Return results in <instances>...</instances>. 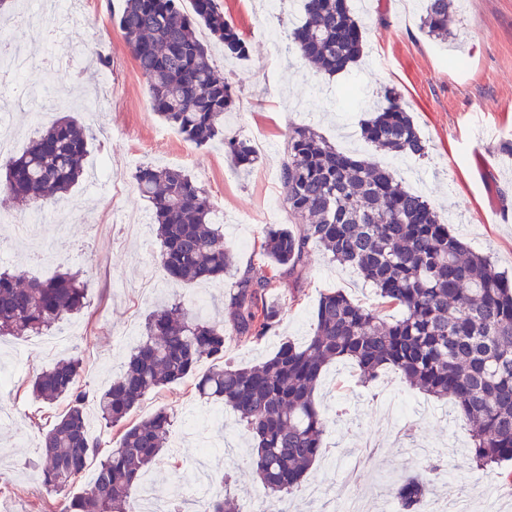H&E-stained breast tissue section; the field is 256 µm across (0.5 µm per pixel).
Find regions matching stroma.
<instances>
[{
  "mask_svg": "<svg viewBox=\"0 0 512 512\" xmlns=\"http://www.w3.org/2000/svg\"><path fill=\"white\" fill-rule=\"evenodd\" d=\"M123 2L91 0L88 19L59 35L50 17L39 25L12 27L22 0H7L0 9V26L32 54L29 80L62 100L39 119L25 103H13L9 117L18 133L17 151L64 115L95 134L84 176L42 210L50 248L43 264H34L30 251L17 244L15 208L0 206V240L13 243L0 268L40 279L77 270L88 282L84 308L57 326L61 333L76 331L69 346L49 353L33 336L0 339V368L12 374L11 384L0 388V512H54L60 505V495L46 493L38 482L43 465L38 442L67 402L34 400L28 385L35 375L58 358L77 356L89 388L104 389L119 375L146 315L158 303L180 299L189 304L199 294L207 301L209 318L219 320L236 277L272 276L259 253L266 227L262 211L281 189L279 169L292 125L312 126L337 149L399 175L407 189L425 194L471 250L489 255L499 271L512 276V0H469L467 10L456 12L454 37L445 44L422 30L417 0L402 9L395 0H369L356 10L364 27L363 56L332 77L315 73L292 54L274 57L258 33L260 25L269 24L287 36L302 18V0H280L273 11L261 0H219L225 18L250 45L248 57L232 63L225 61L221 45L212 47L214 63L239 97L228 133L259 134L271 146L246 171L236 169L219 145L197 150L193 161H180L188 144L167 138L168 127L152 110L146 80L115 24ZM387 87L398 90L426 139V157H395L362 139L372 104ZM477 127L492 133L485 164L474 152ZM105 151L117 166L116 186L110 190L91 176ZM141 165L182 167L221 209L224 240L235 256L233 272L223 283L185 286L168 279L152 224L132 234L112 223L117 213L150 212V203L135 187ZM336 289L368 306L379 303L357 271L314 249L298 297L289 295L287 282L276 283L271 298L279 308L278 322L258 340L227 339L225 363L256 364L284 340L305 342L320 295ZM195 383L190 376L167 385L147 395L132 414L137 420L164 407L175 418L170 456L147 471L153 488L175 512H195L189 477L203 465L216 482L232 469L231 492L239 504L262 497L249 465L248 434L229 414L210 423L213 405L199 399ZM316 401L329 418L325 456L293 494L294 512H333L336 503L357 494L363 512H380L393 483L425 466L427 459L408 453L417 443L431 446L429 459L441 467L430 499L446 503L464 495L471 512H487L485 494L492 491L502 496V512H512V463L488 471L472 468L470 433L452 400L427 401L392 371L378 383L361 385L354 365L340 362L327 368Z\"/></svg>",
  "mask_w": 512,
  "mask_h": 512,
  "instance_id": "1",
  "label": "stroma"
}]
</instances>
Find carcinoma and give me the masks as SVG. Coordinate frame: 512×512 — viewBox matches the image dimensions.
Masks as SVG:
<instances>
[{
	"label": "carcinoma",
	"instance_id": "obj_1",
	"mask_svg": "<svg viewBox=\"0 0 512 512\" xmlns=\"http://www.w3.org/2000/svg\"><path fill=\"white\" fill-rule=\"evenodd\" d=\"M190 3L186 11L181 0H125L118 25L162 121L197 147L223 142L234 166L246 170L258 159L250 140L224 134V113L235 109L236 91L215 69L197 28L223 44L228 59L247 57L249 45L224 19L218 0ZM449 7V0H424L420 20L428 36L448 40ZM303 11V22L288 35L292 54L328 76L358 61L362 24L349 0H303ZM362 137L387 153L428 154L392 87L384 89ZM90 139L89 128L60 118L9 158L0 193L29 211L44 207L78 183ZM135 181L152 206L166 274L184 284L224 279L234 256L202 184L181 168L152 166L139 168ZM280 183L294 222L263 232L260 254L274 276L298 285L307 274L309 250L319 247L357 270L381 303L400 315L388 321L380 310L330 291L320 296L305 343L286 340L259 364L226 366L228 337L257 339L279 317L268 300L273 279L244 275L232 285L221 322L180 300L152 310L140 345L105 390L86 388L80 359L57 361L30 383L39 401L68 400L41 438L47 461L41 485L66 492L97 461L90 488L71 496L63 512H135L131 489L167 452L173 414L160 408L136 423L127 418L146 395L194 374L203 359L217 365L198 377L196 392L222 401L249 432L250 466L274 512H288L291 495L323 454L329 421L316 390L334 361L352 362L365 384L392 368L425 396L451 398L470 428L476 466L512 461V278L497 271L489 256L469 252L422 194L403 188L379 165L338 151L307 125L289 130ZM86 288L79 274L68 271L28 281L1 271L0 336L51 329L84 308ZM89 405L105 427H121L118 447L105 453L90 437ZM439 470L431 463L424 473L395 483L398 512H417ZM203 512L240 509L226 489L211 496Z\"/></svg>",
	"mask_w": 512,
	"mask_h": 512
}]
</instances>
